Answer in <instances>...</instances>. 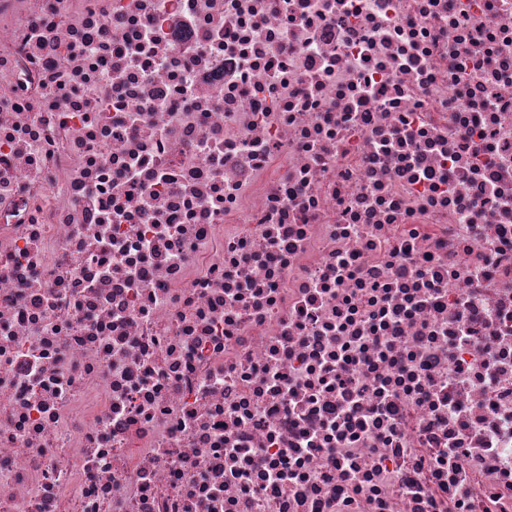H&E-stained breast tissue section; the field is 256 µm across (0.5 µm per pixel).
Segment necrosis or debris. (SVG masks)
Here are the masks:
<instances>
[{
	"label": "necrosis or debris",
	"mask_w": 512,
	"mask_h": 512,
	"mask_svg": "<svg viewBox=\"0 0 512 512\" xmlns=\"http://www.w3.org/2000/svg\"><path fill=\"white\" fill-rule=\"evenodd\" d=\"M0 512H512V0H0Z\"/></svg>",
	"instance_id": "1"
}]
</instances>
